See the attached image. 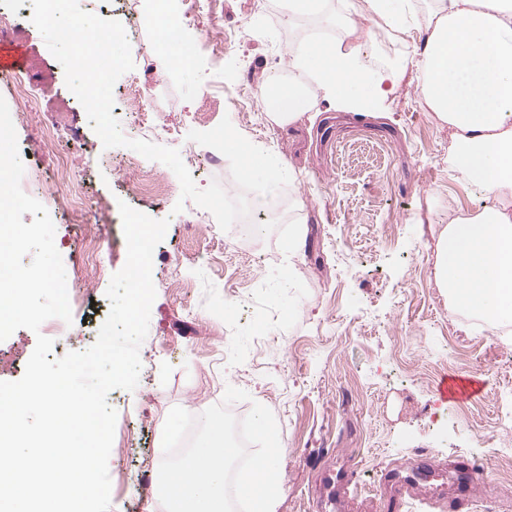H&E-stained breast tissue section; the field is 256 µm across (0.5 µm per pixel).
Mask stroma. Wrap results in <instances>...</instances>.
<instances>
[{
    "label": "stroma",
    "mask_w": 512,
    "mask_h": 512,
    "mask_svg": "<svg viewBox=\"0 0 512 512\" xmlns=\"http://www.w3.org/2000/svg\"><path fill=\"white\" fill-rule=\"evenodd\" d=\"M313 26L289 18L281 0H224V58L207 49L183 64L160 56L148 117L165 131L164 146L188 149L189 131H208L223 118L250 142L276 153L294 175L282 189L288 218L257 241L205 221L194 202L180 201V183L166 165L141 159L173 191L163 199L135 194L118 174L132 149L104 147L82 105L72 100L64 70L34 25L13 46L33 100L64 105L67 132L50 153L39 150L41 113L15 122L25 168L68 161L85 179L89 203L104 204L110 259L83 268L85 229L63 220L64 185L44 180L30 191L55 226L70 303L69 334L52 355L83 351L96 341L111 303V277L126 262L120 204L168 219L153 253L156 297L140 347L135 389L112 390L117 412L108 469L110 512L133 509L119 480L157 482L155 451L172 407L203 413L227 386L268 407L279 428L281 459L276 512H374L391 483L417 475L425 456L439 466L441 494L411 502L406 512H449L448 492L461 469L485 460L473 499L458 512H512V458L494 452L512 438V341L469 324L462 308L432 277L437 239L450 213L484 203L451 170V140L425 107L418 73L409 69L386 112H338L323 98L287 128L262 111L258 91L288 71V48ZM248 99L238 111L233 96ZM188 169L199 188L230 181V164L198 146ZM466 377L481 392L447 403L443 377ZM354 473L357 496L335 505L337 472Z\"/></svg>",
    "instance_id": "1"
}]
</instances>
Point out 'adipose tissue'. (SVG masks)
I'll list each match as a JSON object with an SVG mask.
<instances>
[{
	"mask_svg": "<svg viewBox=\"0 0 512 512\" xmlns=\"http://www.w3.org/2000/svg\"><path fill=\"white\" fill-rule=\"evenodd\" d=\"M360 12L397 38L422 35L423 97L450 130L454 168L489 201L440 233L435 282L473 315L512 325V0H362ZM338 23L339 38L289 47V79L263 85L261 107L278 126L312 109L303 77L339 112L384 111L403 84L406 61L371 69L368 30L346 13Z\"/></svg>",
	"mask_w": 512,
	"mask_h": 512,
	"instance_id": "obj_1",
	"label": "adipose tissue"
}]
</instances>
